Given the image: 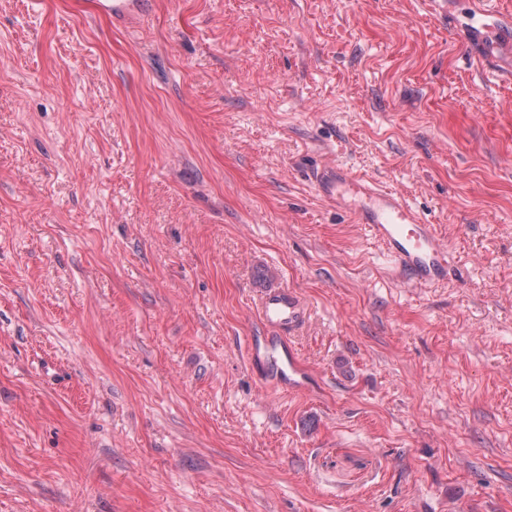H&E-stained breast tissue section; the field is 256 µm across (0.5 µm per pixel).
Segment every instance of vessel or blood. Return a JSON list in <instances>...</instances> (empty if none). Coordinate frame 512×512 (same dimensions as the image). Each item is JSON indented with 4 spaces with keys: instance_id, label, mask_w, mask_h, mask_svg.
Wrapping results in <instances>:
<instances>
[{
    "instance_id": "vessel-or-blood-1",
    "label": "vessel or blood",
    "mask_w": 512,
    "mask_h": 512,
    "mask_svg": "<svg viewBox=\"0 0 512 512\" xmlns=\"http://www.w3.org/2000/svg\"><path fill=\"white\" fill-rule=\"evenodd\" d=\"M113 19L142 15L144 0H99ZM316 194L351 215L390 256L400 281L433 287L448 280L453 256L441 243L433 224L401 194L380 188L348 168L329 163L311 177ZM259 319L266 336L247 342L249 359L259 366L267 383L293 393L306 388L305 373L288 344L289 335L304 323L306 304L292 288H270L259 294Z\"/></svg>"
}]
</instances>
